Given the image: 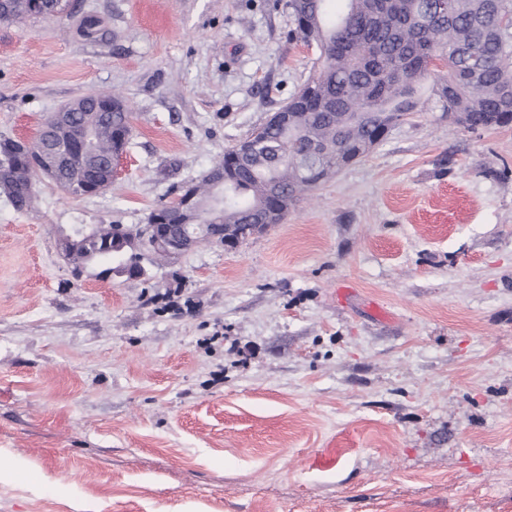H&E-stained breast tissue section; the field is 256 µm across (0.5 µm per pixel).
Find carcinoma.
<instances>
[{"instance_id":"1","label":"carcinoma","mask_w":512,"mask_h":512,"mask_svg":"<svg viewBox=\"0 0 512 512\" xmlns=\"http://www.w3.org/2000/svg\"><path fill=\"white\" fill-rule=\"evenodd\" d=\"M59 0H0V22L18 23L59 14ZM286 0L292 28L288 38L314 43L323 61L283 109L292 112L288 130L272 123L255 129L250 158L228 161L233 150L213 169H229V180L216 191L205 178L190 184V223L200 224L196 237L208 242L207 226L222 224L235 235L264 214L279 224L288 210L313 187L336 172V157H363L360 146L380 142L389 121L417 109L421 81L441 62L448 77L431 85V97L444 112L466 116L475 132L512 124V0ZM87 39L103 35L101 21L86 16L80 26ZM95 126V139L76 151L60 189L73 198L66 181L85 171L87 154L104 157L127 142L129 109L112 95V111L76 114L77 138L84 121ZM0 141V185L6 198L23 212L33 202L34 176L41 173L38 147L11 149ZM142 236L141 228L123 224L100 226L90 237L62 244L74 260L100 264L113 258L112 247ZM130 257L118 275L141 277L145 253L127 249Z\"/></svg>"}]
</instances>
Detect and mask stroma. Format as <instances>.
<instances>
[{
	"label": "stroma",
	"instance_id": "stroma-1",
	"mask_svg": "<svg viewBox=\"0 0 512 512\" xmlns=\"http://www.w3.org/2000/svg\"><path fill=\"white\" fill-rule=\"evenodd\" d=\"M285 0H70L0 24V137L119 93L111 186L0 197V512H512V127L434 102L237 248L76 266L317 62ZM97 15L101 38L79 32ZM142 236L139 226L131 227L123 224H109L99 226L90 237L75 239L72 242L61 243L62 249L75 261L84 264H102L112 259V247L115 244L123 245L133 238ZM154 241L153 239L148 238V244L149 247L144 248L147 252L153 254V255H145L139 251L126 248L124 252V267L121 270L116 271V274L118 275H126L128 277H141L146 274L145 267L141 264L142 260L145 257L154 256V257H162V258H170V256H167L164 252V250L158 246L155 247L153 245ZM126 252L130 253L129 258H125Z\"/></svg>",
	"mask_w": 512,
	"mask_h": 512
}]
</instances>
